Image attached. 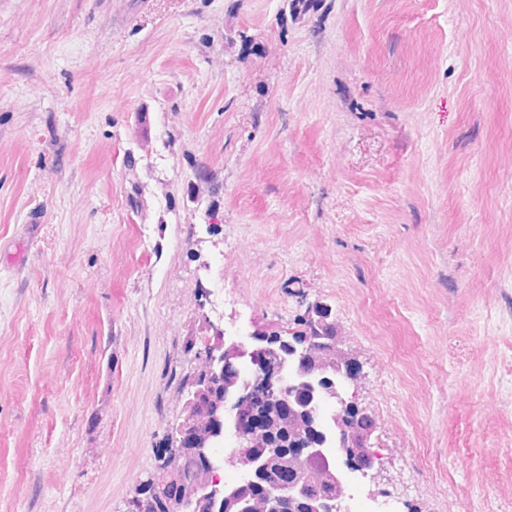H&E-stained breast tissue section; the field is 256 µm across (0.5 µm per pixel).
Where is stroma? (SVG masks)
I'll use <instances>...</instances> for the list:
<instances>
[{"label":"stroma","mask_w":512,"mask_h":512,"mask_svg":"<svg viewBox=\"0 0 512 512\" xmlns=\"http://www.w3.org/2000/svg\"><path fill=\"white\" fill-rule=\"evenodd\" d=\"M331 310L347 512H512V0H0V512H129L204 325Z\"/></svg>","instance_id":"35a3bbf8"}]
</instances>
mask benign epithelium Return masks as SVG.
I'll return each instance as SVG.
<instances>
[{"label":"benign epithelium","mask_w":512,"mask_h":512,"mask_svg":"<svg viewBox=\"0 0 512 512\" xmlns=\"http://www.w3.org/2000/svg\"><path fill=\"white\" fill-rule=\"evenodd\" d=\"M210 336L206 348L200 355L203 380L190 392L187 405L201 406L197 415L188 413L173 428L169 438V448L164 452V462L170 479L156 481L149 475L142 485L154 489V494L166 508V512H219L227 499L217 486V480L209 475L218 469L213 447L218 444L219 435L212 425L224 420L233 421V435L236 449L232 450L227 461L241 469L254 487L243 500L231 505L227 512H280L281 503L288 499L303 498L309 512H334L336 504L343 498L342 478L336 477V492L325 494L312 488L304 471L306 459L316 453L314 448H295L284 458L255 455L251 449L262 443L271 428L259 429L251 426L243 417L246 406L252 401L278 402L286 400L288 373L297 378L330 379L343 371L351 357L341 347L340 337H330L326 341L315 339L297 347L292 344V333L286 330H271L256 326L249 334V343L225 336L224 330L214 324L208 325ZM266 352L262 362H256L254 375L245 388L233 395L224 396V401L213 403L209 392L214 382L221 379L225 365L235 360L244 361L255 354V350ZM349 404L344 399L336 400L334 418L341 423L339 446L361 448L366 460L373 459V431L351 429L346 423V410ZM189 450L200 466L199 478L187 481L179 475V461L184 450ZM288 465L297 472L292 483L279 480L281 467Z\"/></svg>","instance_id":"1"}]
</instances>
